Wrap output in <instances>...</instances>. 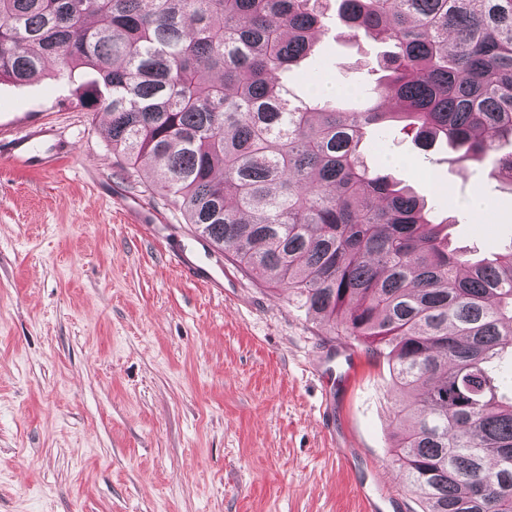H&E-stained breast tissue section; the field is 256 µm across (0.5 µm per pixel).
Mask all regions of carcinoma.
I'll list each match as a JSON object with an SVG mask.
<instances>
[{"instance_id": "carcinoma-1", "label": "carcinoma", "mask_w": 512, "mask_h": 512, "mask_svg": "<svg viewBox=\"0 0 512 512\" xmlns=\"http://www.w3.org/2000/svg\"><path fill=\"white\" fill-rule=\"evenodd\" d=\"M328 0H0V81L81 70L112 150L246 271L392 362L393 463L422 512H512V250L450 246L425 198L370 169L393 122L454 162L512 147V0H338L388 44L375 103L300 97L272 74L313 47ZM396 100L389 112L382 101ZM491 176L512 187V150Z\"/></svg>"}]
</instances>
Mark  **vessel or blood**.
Wrapping results in <instances>:
<instances>
[{"label": "vessel or blood", "mask_w": 512, "mask_h": 512, "mask_svg": "<svg viewBox=\"0 0 512 512\" xmlns=\"http://www.w3.org/2000/svg\"><path fill=\"white\" fill-rule=\"evenodd\" d=\"M68 153L50 128L25 129L8 141L7 158L12 166L51 171L58 168Z\"/></svg>", "instance_id": "vessel-or-blood-1"}]
</instances>
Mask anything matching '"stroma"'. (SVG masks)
<instances>
[{
	"label": "stroma",
	"instance_id": "stroma-1",
	"mask_svg": "<svg viewBox=\"0 0 512 512\" xmlns=\"http://www.w3.org/2000/svg\"><path fill=\"white\" fill-rule=\"evenodd\" d=\"M323 24L282 82L343 97L374 85L386 45L349 34L335 0ZM82 81L0 83V134L40 121L73 149L52 172L0 154V512H364L363 489L385 512H421L393 464L386 358L186 224L152 163L129 167L107 115L78 106ZM447 156L398 125L363 149L435 210L464 214L455 247L507 252L512 187L490 178L492 159L463 170ZM477 196L489 212L470 208Z\"/></svg>",
	"mask_w": 512,
	"mask_h": 512
}]
</instances>
